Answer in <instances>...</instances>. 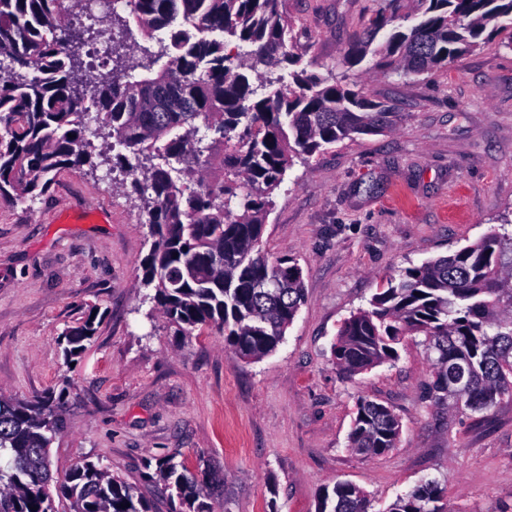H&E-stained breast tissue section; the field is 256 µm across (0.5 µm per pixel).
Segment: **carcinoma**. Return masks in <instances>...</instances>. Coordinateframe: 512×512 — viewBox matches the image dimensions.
<instances>
[{
    "mask_svg": "<svg viewBox=\"0 0 512 512\" xmlns=\"http://www.w3.org/2000/svg\"><path fill=\"white\" fill-rule=\"evenodd\" d=\"M286 0H129L112 12L114 33L66 23L60 0H0V202L46 193L55 174L92 158L79 125L91 108L115 142L112 170L132 177L153 238L143 285L176 329L224 331L242 359L276 349L304 299L302 270L259 251L264 215L294 160L336 142L391 130L400 113L365 88L301 66ZM412 4L420 20L387 26ZM190 28H174L177 19ZM512 31V0H380L348 44L347 64L403 77L446 66L485 32ZM107 44L108 73L85 62ZM251 46L248 52L241 45ZM286 69L254 85L239 69ZM238 201L241 212L231 208ZM88 310L62 336L72 362L96 333ZM425 337L433 375L427 397L460 412L512 398V234L490 232L451 255L404 269L399 281L346 319L333 347L348 376L398 359L401 337ZM66 387L17 400L0 394V512H57L51 482L69 512H152L137 488L85 459L58 480L48 469L62 427ZM394 411L360 398L348 436L363 458L396 447ZM176 499L173 512H212L208 483L183 461L156 460ZM438 482L420 483L386 512H458ZM317 512H370L363 490L338 482Z\"/></svg>",
    "mask_w": 512,
    "mask_h": 512,
    "instance_id": "obj_1",
    "label": "carcinoma"
}]
</instances>
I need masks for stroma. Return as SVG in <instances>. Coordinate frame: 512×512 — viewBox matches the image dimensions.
<instances>
[{"label":"stroma","mask_w":512,"mask_h":512,"mask_svg":"<svg viewBox=\"0 0 512 512\" xmlns=\"http://www.w3.org/2000/svg\"><path fill=\"white\" fill-rule=\"evenodd\" d=\"M369 5L286 3L303 65L360 82L401 119L296 161L274 192L260 248L296 260L305 301L269 355L237 359L214 328L180 334L149 300L146 205L103 151L42 196L0 204V393L67 389L55 474L98 462L153 512L171 510L146 464L171 456L223 476L214 512H316L339 481L385 512L424 479L461 512H512V400L473 415L427 401L419 336L395 363L351 378L334 362L341 324L387 280L512 218V33L420 76L387 75L343 62ZM92 307L95 337L67 364L59 339ZM361 397L402 425L396 447L371 459L347 448Z\"/></svg>","instance_id":"obj_1"}]
</instances>
